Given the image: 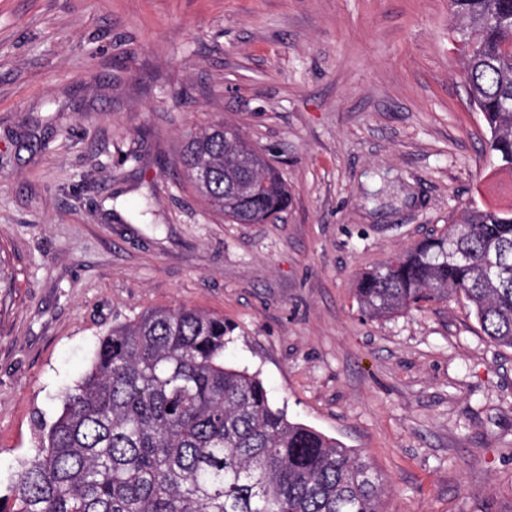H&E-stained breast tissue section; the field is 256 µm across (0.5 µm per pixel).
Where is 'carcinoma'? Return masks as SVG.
I'll return each mask as SVG.
<instances>
[{
  "label": "carcinoma",
  "mask_w": 512,
  "mask_h": 512,
  "mask_svg": "<svg viewBox=\"0 0 512 512\" xmlns=\"http://www.w3.org/2000/svg\"><path fill=\"white\" fill-rule=\"evenodd\" d=\"M464 80L487 148L512 173V0H448ZM190 137L181 164L210 177V205L260 224L288 188L240 129ZM462 295L483 333L512 348V204L462 208L448 232L364 274L366 315L394 316ZM224 318L158 307L99 337L89 369L42 424L38 452L0 495V512H384L372 463L288 419L262 381L224 364Z\"/></svg>",
  "instance_id": "1"
}]
</instances>
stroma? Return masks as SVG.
<instances>
[{
    "label": "stroma",
    "mask_w": 512,
    "mask_h": 512,
    "mask_svg": "<svg viewBox=\"0 0 512 512\" xmlns=\"http://www.w3.org/2000/svg\"><path fill=\"white\" fill-rule=\"evenodd\" d=\"M448 0H0V490L112 325L194 307L290 420L367 457L388 512H512V349L464 297L365 317L361 275L493 174ZM238 126L288 184L261 224L180 155Z\"/></svg>",
    "instance_id": "stroma-1"
}]
</instances>
